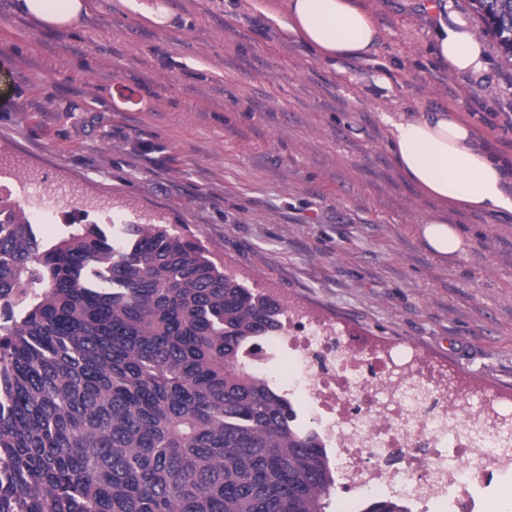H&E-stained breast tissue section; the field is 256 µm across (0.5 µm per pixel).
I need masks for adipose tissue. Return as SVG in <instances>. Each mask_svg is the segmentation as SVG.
<instances>
[{
  "instance_id": "1",
  "label": "adipose tissue",
  "mask_w": 512,
  "mask_h": 512,
  "mask_svg": "<svg viewBox=\"0 0 512 512\" xmlns=\"http://www.w3.org/2000/svg\"><path fill=\"white\" fill-rule=\"evenodd\" d=\"M95 0H17L16 10L52 29L74 26L90 15ZM285 33L310 47L325 62L362 59L380 36L372 13L356 0H260L258 5ZM435 52L449 71L484 65V46L466 26H440ZM389 147L402 176L437 205L418 233L437 257H460L464 239L449 212L512 213V167L498 160L472 125L447 108L391 122Z\"/></svg>"
}]
</instances>
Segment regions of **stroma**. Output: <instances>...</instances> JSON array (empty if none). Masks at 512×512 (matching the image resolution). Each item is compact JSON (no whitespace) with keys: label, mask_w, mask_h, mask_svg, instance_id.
Segmentation results:
<instances>
[{"label":"stroma","mask_w":512,"mask_h":512,"mask_svg":"<svg viewBox=\"0 0 512 512\" xmlns=\"http://www.w3.org/2000/svg\"><path fill=\"white\" fill-rule=\"evenodd\" d=\"M149 29L113 0L50 30L0 0V170L198 241L225 273L326 324L416 345L474 393L512 395V223L456 212L461 258L418 234L436 210L401 177L387 118L454 108L512 156V62L471 0H358L374 55L327 63L252 0H163ZM480 32L453 73L438 23Z\"/></svg>","instance_id":"stroma-1"}]
</instances>
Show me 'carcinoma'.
Listing matches in <instances>:
<instances>
[{
	"label": "carcinoma",
	"instance_id": "1",
	"mask_svg": "<svg viewBox=\"0 0 512 512\" xmlns=\"http://www.w3.org/2000/svg\"><path fill=\"white\" fill-rule=\"evenodd\" d=\"M472 6L512 57V0ZM277 316L159 224L0 223V512H326L320 436L240 367Z\"/></svg>",
	"mask_w": 512,
	"mask_h": 512
}]
</instances>
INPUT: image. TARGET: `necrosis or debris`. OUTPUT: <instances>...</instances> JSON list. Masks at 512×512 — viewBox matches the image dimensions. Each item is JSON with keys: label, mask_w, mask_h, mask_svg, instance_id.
Segmentation results:
<instances>
[{"label": "necrosis or debris", "mask_w": 512, "mask_h": 512, "mask_svg": "<svg viewBox=\"0 0 512 512\" xmlns=\"http://www.w3.org/2000/svg\"><path fill=\"white\" fill-rule=\"evenodd\" d=\"M19 197L29 201L28 223H63L60 196L7 180L0 222L12 223ZM282 321L248 364L270 381L274 352H288L289 390L305 397L326 447L337 450L347 492H405L423 504L445 497L467 512L473 489L512 463L501 441L512 397L463 400L456 376L427 365L411 344L364 341L287 306Z\"/></svg>", "instance_id": "4bbe7bcc"}]
</instances>
